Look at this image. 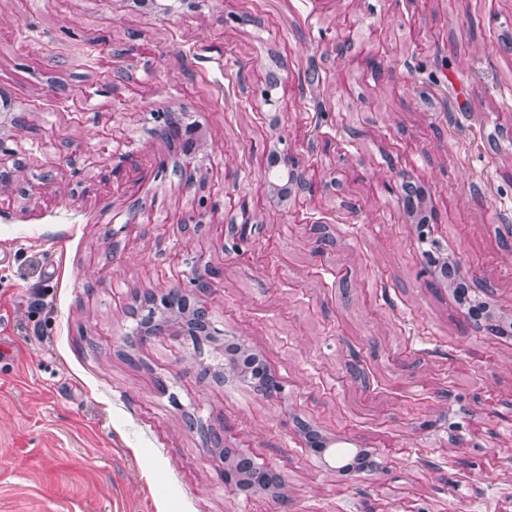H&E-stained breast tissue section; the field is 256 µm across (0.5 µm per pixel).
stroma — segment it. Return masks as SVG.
Listing matches in <instances>:
<instances>
[{
    "label": "stroma",
    "mask_w": 512,
    "mask_h": 512,
    "mask_svg": "<svg viewBox=\"0 0 512 512\" xmlns=\"http://www.w3.org/2000/svg\"><path fill=\"white\" fill-rule=\"evenodd\" d=\"M511 39L512 0H0V512H512V332L429 262L512 325ZM172 289L219 332L199 360L134 332ZM230 343L282 392L216 379ZM210 428L288 501L226 488ZM290 167L288 155H277L274 162L263 172L264 181L278 191L282 201L289 198L296 190H302L305 187L304 182Z\"/></svg>",
    "instance_id": "35a3bbf8"
}]
</instances>
